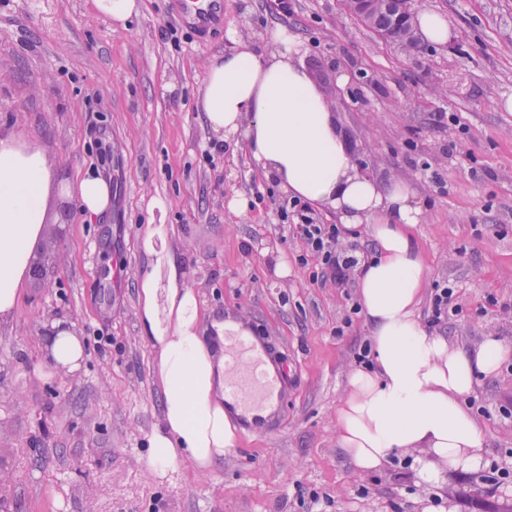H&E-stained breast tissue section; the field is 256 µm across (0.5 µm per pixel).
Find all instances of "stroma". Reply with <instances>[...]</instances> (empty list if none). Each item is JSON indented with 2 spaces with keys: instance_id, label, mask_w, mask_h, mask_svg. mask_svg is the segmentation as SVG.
I'll return each mask as SVG.
<instances>
[{
  "instance_id": "stroma-1",
  "label": "stroma",
  "mask_w": 512,
  "mask_h": 512,
  "mask_svg": "<svg viewBox=\"0 0 512 512\" xmlns=\"http://www.w3.org/2000/svg\"><path fill=\"white\" fill-rule=\"evenodd\" d=\"M288 3L284 14L274 0H224L221 27L207 33L179 23L174 0H141L118 31L90 0H0V135L41 147L55 180L96 164L112 174V208L94 221L51 197L34 250L45 274L28 277L0 320L10 512H422L431 490L415 476L419 452L360 474L336 451V405L369 342L355 286L313 280L316 258L279 218L288 198L243 150L206 159L214 136L192 104L213 55L261 45L277 26L299 35L301 64L356 164L404 182L423 208L414 236L429 282L453 290L439 333L511 344L512 112L501 103L512 97V0H416L453 36L412 56L338 0ZM438 112L455 123L435 125ZM236 193L248 222L227 208ZM154 197L165 210L149 211ZM151 224L168 229L204 312L244 321L291 367L278 429L243 436L204 475L187 462L161 480L143 468L163 403L138 320ZM53 320L86 344L77 371L41 364ZM470 400L489 448L477 472L447 473L445 503L512 512V359Z\"/></svg>"
}]
</instances>
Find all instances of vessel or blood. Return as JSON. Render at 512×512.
Listing matches in <instances>:
<instances>
[{"label":"vessel or blood","instance_id":"vessel-or-blood-1","mask_svg":"<svg viewBox=\"0 0 512 512\" xmlns=\"http://www.w3.org/2000/svg\"><path fill=\"white\" fill-rule=\"evenodd\" d=\"M179 18L201 30L224 18V0H177ZM225 365L230 372L224 394L244 412L268 410L280 419L277 408L288 384L286 366H271L267 350L258 349L253 334L230 330L224 334Z\"/></svg>","mask_w":512,"mask_h":512}]
</instances>
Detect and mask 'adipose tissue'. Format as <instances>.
Here are the masks:
<instances>
[{"label": "adipose tissue", "instance_id": "1", "mask_svg": "<svg viewBox=\"0 0 512 512\" xmlns=\"http://www.w3.org/2000/svg\"><path fill=\"white\" fill-rule=\"evenodd\" d=\"M267 43L265 52L245 45L212 56L196 108L218 141L243 147L286 196L334 211L346 229L364 230L371 240L373 255L356 273L369 360L349 375L336 408V448L361 474L422 451L416 476L434 487L445 470H478L487 440L466 397L478 379L496 375L512 358V344L488 336L466 347L420 321L428 268L413 230L422 207L404 183L359 174L328 103L296 62L305 49L299 36L278 27ZM51 183L39 147L0 137V319L14 313L44 236ZM61 192L90 221L112 207L111 184L99 173L67 180ZM144 249L153 268L140 280L139 320L163 397L144 467L162 477L188 462L204 473L239 441L224 395L222 332L235 324H216L211 338L201 335L197 293L185 283L164 226L148 227ZM44 351L51 366L72 372L83 345L57 321Z\"/></svg>", "mask_w": 512, "mask_h": 512}]
</instances>
